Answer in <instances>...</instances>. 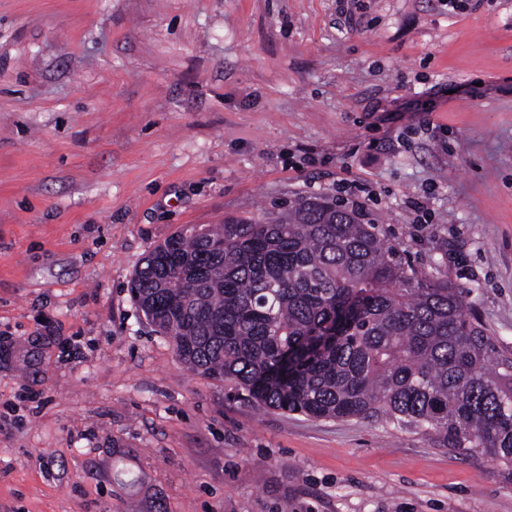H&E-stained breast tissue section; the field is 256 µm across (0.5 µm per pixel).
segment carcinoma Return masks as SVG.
<instances>
[{
    "mask_svg": "<svg viewBox=\"0 0 512 512\" xmlns=\"http://www.w3.org/2000/svg\"><path fill=\"white\" fill-rule=\"evenodd\" d=\"M129 291L188 370L263 408L392 422L512 467V357L469 292L409 265L356 204L183 228Z\"/></svg>",
    "mask_w": 512,
    "mask_h": 512,
    "instance_id": "1",
    "label": "carcinoma"
}]
</instances>
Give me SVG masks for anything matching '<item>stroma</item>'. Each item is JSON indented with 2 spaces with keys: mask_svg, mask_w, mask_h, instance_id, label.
Here are the masks:
<instances>
[{
  "mask_svg": "<svg viewBox=\"0 0 512 512\" xmlns=\"http://www.w3.org/2000/svg\"><path fill=\"white\" fill-rule=\"evenodd\" d=\"M348 7L0 0V512H512L488 456L193 374L127 288L182 226L358 196L512 354V0Z\"/></svg>",
  "mask_w": 512,
  "mask_h": 512,
  "instance_id": "35a3bbf8",
  "label": "stroma"
}]
</instances>
